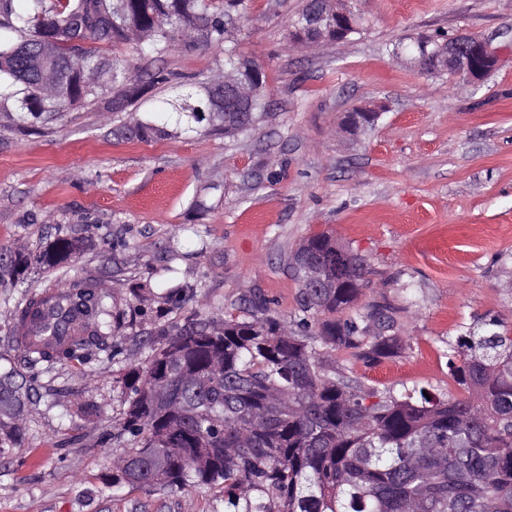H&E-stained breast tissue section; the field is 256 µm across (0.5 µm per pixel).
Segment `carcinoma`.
<instances>
[{
  "mask_svg": "<svg viewBox=\"0 0 512 512\" xmlns=\"http://www.w3.org/2000/svg\"><path fill=\"white\" fill-rule=\"evenodd\" d=\"M245 0H0V114L35 130L73 107L146 117L121 125L130 141L188 131L252 132L265 109L262 82L238 50ZM142 60L201 47L221 54L207 77L159 67L143 79L119 53ZM233 71L258 92L228 112L217 79ZM159 85L175 99L148 104ZM85 241L57 237L35 253L0 247V285L36 267L46 277L14 309L10 334L32 364L85 363L111 355L106 337L124 322L101 282L58 279ZM358 271L355 282L315 288L301 253ZM302 317L289 328L260 290L243 316L218 323L195 312L154 327L143 362L126 367L130 391L119 434L131 448L112 459V486L146 492L217 488L224 512H512V329L489 319L448 342V373L468 397L381 392L323 366L346 349L368 365L399 354L402 308L383 300L354 309L367 284L362 256L331 236L289 254ZM355 310L347 319L336 313ZM33 384L0 367V452L18 448Z\"/></svg>",
  "mask_w": 512,
  "mask_h": 512,
  "instance_id": "obj_1",
  "label": "carcinoma"
}]
</instances>
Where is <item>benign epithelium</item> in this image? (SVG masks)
<instances>
[{
	"instance_id": "benign-epithelium-1",
	"label": "benign epithelium",
	"mask_w": 512,
	"mask_h": 512,
	"mask_svg": "<svg viewBox=\"0 0 512 512\" xmlns=\"http://www.w3.org/2000/svg\"><path fill=\"white\" fill-rule=\"evenodd\" d=\"M350 0H317L314 11L310 13L312 23L320 26L324 19H336V42L347 40L353 27V9L348 7ZM433 68L448 71L466 77L476 83L488 75L496 64L488 43L481 37L471 34L451 36L447 42L437 46L430 53ZM224 106L236 107L240 102L251 99V93L242 85L224 82ZM380 107H361L355 112H348L343 118V128L347 132H356L367 121H374L380 115Z\"/></svg>"
}]
</instances>
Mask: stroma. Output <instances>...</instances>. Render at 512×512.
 <instances>
[{
  "label": "stroma",
  "mask_w": 512,
  "mask_h": 512,
  "mask_svg": "<svg viewBox=\"0 0 512 512\" xmlns=\"http://www.w3.org/2000/svg\"><path fill=\"white\" fill-rule=\"evenodd\" d=\"M304 0H249L235 37L266 75L269 108L249 137L181 131L118 139L131 113L78 109L32 132L0 118V244L35 252L70 235L89 246L68 273L98 279L128 311L141 283L189 287L181 321L220 319L259 289L275 317L299 315L288 255L327 233L369 265L359 307L402 306L401 353L369 366L323 350L382 391L422 386L465 397L448 342L495 317L512 328V0H352L363 29L298 49L288 22ZM484 38L497 65L480 83L431 74L397 45L435 33ZM382 106L377 124L341 133L345 112ZM0 288V360L20 362L8 331L27 284ZM148 321L114 336L121 354L39 371L22 447L0 456V512H224L219 490L171 494L105 487L102 437L118 425L130 361Z\"/></svg>",
  "instance_id": "1"
}]
</instances>
